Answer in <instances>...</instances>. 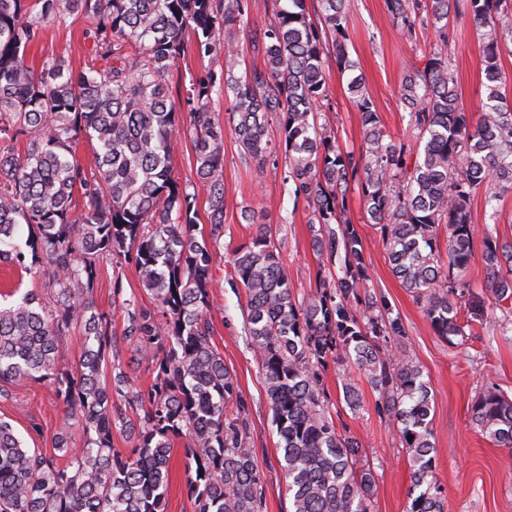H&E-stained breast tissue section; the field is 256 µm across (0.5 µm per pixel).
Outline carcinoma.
<instances>
[{"label":"carcinoma","mask_w":512,"mask_h":512,"mask_svg":"<svg viewBox=\"0 0 512 512\" xmlns=\"http://www.w3.org/2000/svg\"><path fill=\"white\" fill-rule=\"evenodd\" d=\"M318 2L314 21L306 0H270L264 69L241 72L244 49L221 36L248 13V0H0V264L44 272L52 286L49 305L33 290L0 304V402L44 381L85 435L79 448L55 438L65 458L59 464L25 446L0 419V512H164L177 440L184 441L194 512H263L264 482L240 387L212 342L209 319L214 253L224 234V125L212 110L216 95L231 99L241 162L284 159L295 196L311 212L318 262L309 294L295 297L263 228L233 258L292 512H372L373 472L358 468L359 443L337 430L327 406L321 369L330 359L364 376L402 435L413 483L406 512H446L435 476L429 381L412 358L393 350L404 326L369 291L362 238L345 214L355 190L393 274L436 335L463 338L475 322H512V306H504L512 303V241L495 223H473L471 210L477 190L488 185L493 220L495 202L512 192V103L499 57L512 43V0H386L409 35L428 11L437 20L451 12L471 21L483 43L485 102L472 121L446 34L425 66L408 68L401 83L400 105L417 131L412 144L392 141L362 79H351L363 134L357 154L320 122L327 44L338 69L353 68L345 45L351 0ZM65 14L93 23L91 64L76 73L52 57L37 73L26 51ZM188 32L198 56L220 50L224 67L202 72L176 102L166 76ZM181 136L194 144L191 192L172 167L171 144ZM82 138L95 143L90 170L76 157ZM22 139L27 147L19 153ZM77 195L83 209L76 217ZM201 195L207 238L197 235ZM103 258L135 268L153 308L125 296L116 276L117 309L97 310L89 293ZM477 259L492 311L470 305L463 321L467 273ZM75 328L83 359L71 374L57 355ZM119 338L150 364L146 388L129 392ZM343 396L349 409L361 408L348 375ZM471 422L512 451V399L484 392L471 406ZM117 429L133 436L128 454L112 446Z\"/></svg>","instance_id":"cac0c4a2"}]
</instances>
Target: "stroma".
Returning <instances> with one entry per match:
<instances>
[{
	"instance_id": "obj_1",
	"label": "stroma",
	"mask_w": 512,
	"mask_h": 512,
	"mask_svg": "<svg viewBox=\"0 0 512 512\" xmlns=\"http://www.w3.org/2000/svg\"><path fill=\"white\" fill-rule=\"evenodd\" d=\"M88 18L67 15L46 24L41 38L29 51L27 60L41 68L44 60L61 56L76 71L89 60L90 43L85 31ZM454 40L456 74L461 100L471 118H479L485 99L482 86L483 45L471 22L455 18L429 21L415 33L402 34L386 0H354L348 21L349 58L355 70L341 71L334 58L326 60L328 97L323 109L339 143L350 151L362 144L360 114L347 87L351 78L362 77L366 91L393 141L411 140L408 115L399 107L402 78L412 65H423L431 47L442 33ZM186 50L175 63L169 79L172 96L188 87L192 76L208 67L220 68L223 56L199 58L193 35L185 37ZM257 213L247 222L245 210ZM348 218L355 224L364 244L369 289L386 300L391 317L399 319L404 336L394 347L418 364L432 387V427L436 445V476L447 496V512H512V451L494 446L473 427L470 408L489 389L512 397V325L496 338L475 329L473 336L446 340L435 335L409 291L392 274L387 253L376 227L366 219L358 195H351ZM310 211L294 195V184L283 168L266 163L243 165L232 126L224 128V236L213 275L210 318L213 342L224 363L236 374L250 423V441L255 462L264 479L266 512H290L291 500L279 460L281 451L272 422L264 384L253 350L244 333L245 295L231 280L232 252L266 226L278 244L296 295L314 286L316 256L308 221ZM344 365L328 360L323 384L337 427L359 444V467L375 475L374 512H406L411 489L412 468L402 437L379 411V395L359 379L363 407L351 412L343 401ZM0 417L10 421L20 434L28 435V447L52 453L57 434L69 433L74 444L84 437L78 424L69 419L64 407L44 382H29L17 389L12 400L0 402ZM40 433L29 436L31 423ZM164 512H193L187 491L185 449L175 443L169 460V491Z\"/></svg>"
}]
</instances>
